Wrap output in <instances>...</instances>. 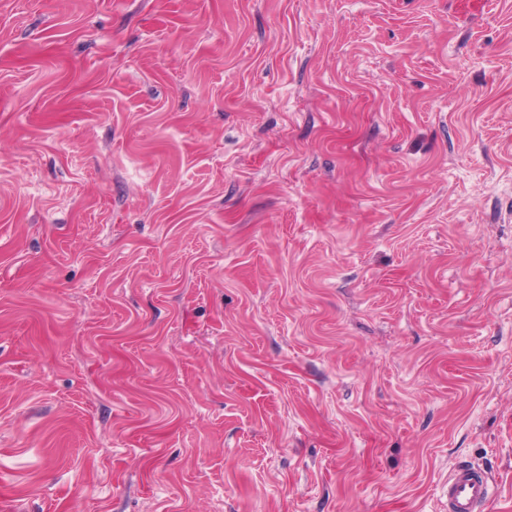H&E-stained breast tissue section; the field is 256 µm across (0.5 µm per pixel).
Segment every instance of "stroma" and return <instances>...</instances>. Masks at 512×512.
I'll use <instances>...</instances> for the list:
<instances>
[{
	"label": "stroma",
	"instance_id": "1",
	"mask_svg": "<svg viewBox=\"0 0 512 512\" xmlns=\"http://www.w3.org/2000/svg\"><path fill=\"white\" fill-rule=\"evenodd\" d=\"M512 512V0H0V512ZM493 491L487 471L475 465L457 464L448 472V512H486Z\"/></svg>",
	"mask_w": 512,
	"mask_h": 512
}]
</instances>
